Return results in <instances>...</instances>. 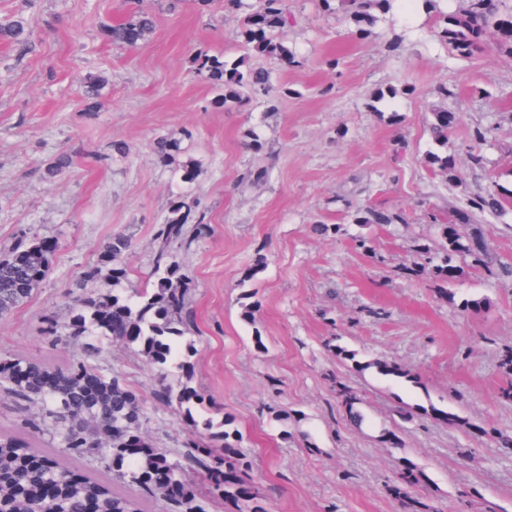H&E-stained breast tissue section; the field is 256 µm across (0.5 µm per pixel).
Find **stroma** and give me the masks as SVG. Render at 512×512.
Here are the masks:
<instances>
[{"instance_id": "stroma-1", "label": "stroma", "mask_w": 512, "mask_h": 512, "mask_svg": "<svg viewBox=\"0 0 512 512\" xmlns=\"http://www.w3.org/2000/svg\"><path fill=\"white\" fill-rule=\"evenodd\" d=\"M288 5L278 39L295 60H264L273 87L287 91L273 108L215 105L191 68L197 51L241 55L238 14L225 0H37L31 51L0 44V256L26 229L58 243L45 281L0 320V354H49L44 318L67 320L84 270L114 235L133 245L127 288L145 287L155 226L186 190L210 224L180 255L193 275L192 384L232 418L270 512H399L388 488L408 466L422 475L404 488L419 512H512V446L498 442L512 436V401L500 396L512 382L502 364L512 354V284L467 256L454 259L464 273L448 299L428 272L412 273L415 247L436 246L449 210L482 190L500 206L471 230L495 263L512 264V60L492 45L471 59L452 55L419 8L378 16L359 41L343 9ZM141 13L156 18L144 45L103 39L105 23ZM91 73L109 80L94 111L81 96ZM441 84L451 96L436 94ZM441 110L457 116L453 182L429 164L428 126ZM185 130L193 136L179 160L196 172L188 185L153 152L158 137ZM479 130L476 166L469 144ZM116 141L127 157L113 156ZM62 150L76 165L47 182L43 168ZM258 167L267 178L250 180ZM366 206L406 221L356 223ZM314 224L341 231L316 236ZM371 359L414 379L358 370ZM100 362L138 394L154 443L178 450L186 426L154 399L145 358L115 344ZM339 381L359 392L370 426L349 425Z\"/></svg>"}]
</instances>
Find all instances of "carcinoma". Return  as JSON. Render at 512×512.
<instances>
[{
  "label": "carcinoma",
  "instance_id": "carcinoma-1",
  "mask_svg": "<svg viewBox=\"0 0 512 512\" xmlns=\"http://www.w3.org/2000/svg\"><path fill=\"white\" fill-rule=\"evenodd\" d=\"M32 0H19L17 9L0 19V43L23 50L33 39L34 19L29 9ZM396 0H344L358 35L366 38L375 23L374 11L388 13ZM427 14L436 15L434 35L461 56L473 57L485 49L487 38L496 36L497 50L512 57V0H467L455 14L437 10V0H423ZM288 0H256L255 8L242 21L239 37L248 55L231 61L223 56L197 53L192 63L197 74L217 91L215 103L224 105L242 97L261 98L271 104L285 94L270 82L269 72L249 62L250 55L276 54L294 58V52L275 41V31L288 23ZM155 27L148 13L129 21L105 25L103 36L114 45L137 48ZM105 77L88 76L81 89L91 109L105 104L102 91ZM431 140L448 141V112L432 113ZM181 140L161 136L154 151L159 160L176 165L181 180L195 179L193 168L178 163ZM431 164L455 181L459 174L448 156L430 155ZM74 156L66 151L54 155L46 164L43 177L51 181L70 173ZM495 196L479 192L470 197L465 210L470 223L476 215L493 210ZM206 212L199 201L180 193L170 202L162 224L153 238L152 283L136 290L123 287L129 275L131 242L122 235L112 237L100 256L84 271V282L107 280V290L82 292L68 321L60 325L47 321L44 335L52 347L78 345L79 358L53 363L0 355V391L9 394L21 410L20 425L26 436L0 430V512H84L87 504L97 512H146V505L160 503L166 512H208L220 500L235 503L239 512H268L266 497L257 485L242 495L251 462L241 446L242 438L230 440L224 430L228 419H215L220 411L204 406V398L190 385L188 357L193 349L181 347V339L192 331L189 303L191 278L178 260V251L189 249L205 235ZM403 220L397 213L366 208L359 212V224H395ZM440 251H418L419 269H430L432 278L443 284L453 282L461 268L452 264L455 254L469 255L485 262L488 246L465 230L448 237L437 227ZM55 247L37 235L0 258V318L10 315L31 298L47 277ZM120 341L133 347L156 368L158 388L155 397L185 417L190 423L189 441L184 453L157 447L144 432L146 415L136 393L123 373L104 369L100 356L105 347ZM336 400L350 421L362 426L365 416L362 398L350 386L338 381ZM51 435L76 462L87 459L112 473V482L93 475L70 474L58 467L45 466L51 460L31 441ZM195 471L200 484L183 480L184 471Z\"/></svg>",
  "mask_w": 512,
  "mask_h": 512
}]
</instances>
